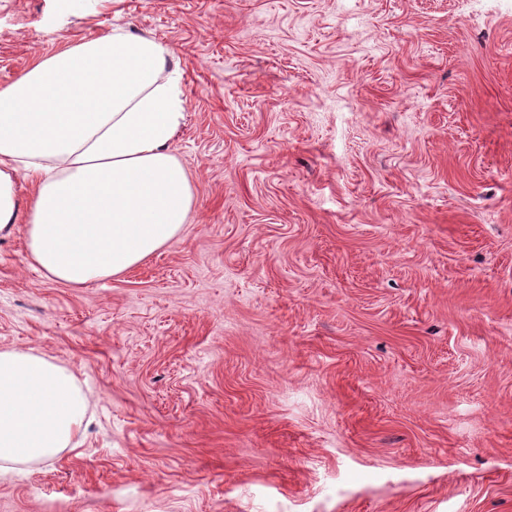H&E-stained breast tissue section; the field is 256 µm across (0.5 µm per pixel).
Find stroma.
<instances>
[{"instance_id": "stroma-1", "label": "stroma", "mask_w": 512, "mask_h": 512, "mask_svg": "<svg viewBox=\"0 0 512 512\" xmlns=\"http://www.w3.org/2000/svg\"><path fill=\"white\" fill-rule=\"evenodd\" d=\"M117 26L193 218L84 288L0 239V348L90 419L0 512H512V0H0V87Z\"/></svg>"}]
</instances>
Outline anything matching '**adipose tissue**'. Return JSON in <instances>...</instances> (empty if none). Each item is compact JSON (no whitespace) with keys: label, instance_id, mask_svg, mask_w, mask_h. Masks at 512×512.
Here are the masks:
<instances>
[{"label":"adipose tissue","instance_id":"obj_1","mask_svg":"<svg viewBox=\"0 0 512 512\" xmlns=\"http://www.w3.org/2000/svg\"><path fill=\"white\" fill-rule=\"evenodd\" d=\"M185 104L170 49L127 28L42 56L0 87V234L23 224L30 266L72 288L171 246L194 205L172 148ZM88 405L54 357L0 350V472L70 447Z\"/></svg>","mask_w":512,"mask_h":512}]
</instances>
